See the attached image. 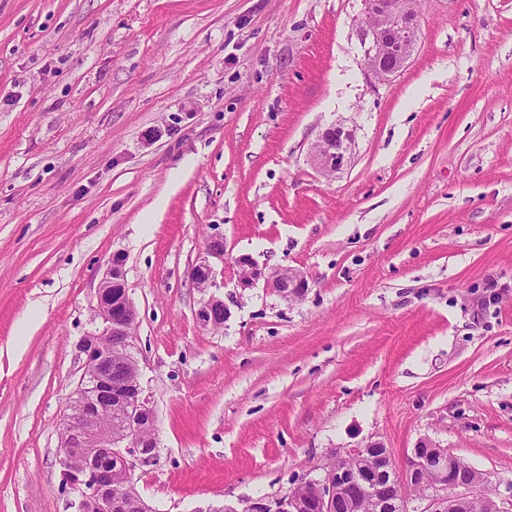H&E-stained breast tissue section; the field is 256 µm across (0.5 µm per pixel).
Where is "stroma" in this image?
I'll return each instance as SVG.
<instances>
[{"label": "stroma", "mask_w": 512, "mask_h": 512, "mask_svg": "<svg viewBox=\"0 0 512 512\" xmlns=\"http://www.w3.org/2000/svg\"><path fill=\"white\" fill-rule=\"evenodd\" d=\"M362 0H0V512H78L63 417L113 255L137 312L154 512H245L427 437L512 512V0H420L365 71ZM348 166L315 168L325 127ZM224 240L211 291L189 271ZM290 266L298 301L241 288ZM223 326L201 325L209 295ZM415 0H363L355 28L362 63L377 81L399 74L417 44L418 12ZM352 135L341 126L323 130L311 148L315 167L325 175H333L348 165ZM239 270L245 272L239 275L241 288H252L260 280H263L267 288L273 290L283 299L293 300L304 296L308 288L304 274L295 268L281 267L274 270L258 268L249 256H239L235 260ZM229 310L220 298L212 296L208 298L197 312L198 321L206 327H214L217 320L223 316L222 322L228 317Z\"/></svg>", "instance_id": "obj_1"}]
</instances>
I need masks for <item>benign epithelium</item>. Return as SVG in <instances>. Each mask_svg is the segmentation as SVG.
Masks as SVG:
<instances>
[{"mask_svg": "<svg viewBox=\"0 0 512 512\" xmlns=\"http://www.w3.org/2000/svg\"><path fill=\"white\" fill-rule=\"evenodd\" d=\"M418 12L415 0H363V11L355 28L362 53V63L377 81L399 74L410 60L417 44ZM352 135L341 126L323 130L311 148L315 167L325 175H333L348 165ZM124 259L112 257L111 267L98 289L96 315L102 328L84 337L80 350L85 355L84 373L62 422L65 437L59 446L62 486L79 503V512H112V472L132 477L136 462L147 463L154 455L145 449L156 444V434L140 435L137 421L153 416L149 400L143 396L140 369L131 353L134 348L136 310L129 297L123 271ZM242 288L258 282L273 289L280 297L293 300L304 296L308 288L304 274L295 268L266 270L248 256L235 260ZM190 276L201 288L214 282V269L207 261L192 267ZM224 300L208 298L197 312L198 321L213 327L217 320L228 317ZM123 361L112 363V355ZM97 404L112 412L122 413L117 430H105L92 423L90 408ZM372 457L370 467L349 466L350 459ZM79 465H74L75 461ZM459 457L448 453L429 438L420 439L403 462V479L394 475L391 453L381 441L349 449L345 455L331 459L323 466L329 479L306 474L298 485L316 489L312 497L284 494L273 501L258 499L248 512H337L342 502L355 504V487L368 488L378 512H412L413 502L421 504L420 512H467L475 499L482 477L470 469L467 479H455L452 472ZM417 483L423 494L415 499L397 495L392 489L400 482Z\"/></svg>", "mask_w": 512, "mask_h": 512, "instance_id": "benign-epithelium-1", "label": "benign epithelium"}]
</instances>
